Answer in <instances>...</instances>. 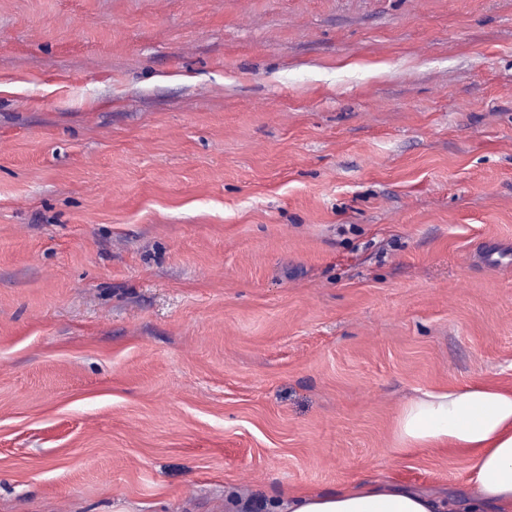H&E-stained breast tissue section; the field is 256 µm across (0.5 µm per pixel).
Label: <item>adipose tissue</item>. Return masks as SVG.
Returning a JSON list of instances; mask_svg holds the SVG:
<instances>
[{"mask_svg":"<svg viewBox=\"0 0 512 512\" xmlns=\"http://www.w3.org/2000/svg\"><path fill=\"white\" fill-rule=\"evenodd\" d=\"M394 433L405 451L465 455L474 494L460 503L399 483L358 482L289 495L276 512H512V391L468 385L423 392L402 405Z\"/></svg>","mask_w":512,"mask_h":512,"instance_id":"1","label":"adipose tissue"}]
</instances>
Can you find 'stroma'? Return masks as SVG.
Instances as JSON below:
<instances>
[{
	"instance_id": "stroma-1",
	"label": "stroma",
	"mask_w": 512,
	"mask_h": 512,
	"mask_svg": "<svg viewBox=\"0 0 512 512\" xmlns=\"http://www.w3.org/2000/svg\"><path fill=\"white\" fill-rule=\"evenodd\" d=\"M512 391V0H0V512H272Z\"/></svg>"
}]
</instances>
